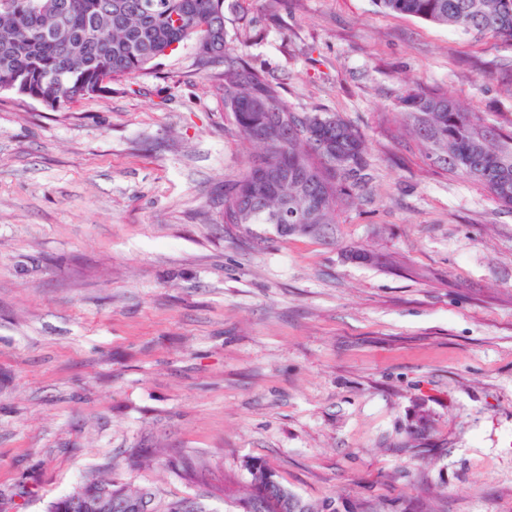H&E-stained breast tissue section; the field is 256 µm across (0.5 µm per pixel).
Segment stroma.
I'll list each match as a JSON object with an SVG mask.
<instances>
[{
	"label": "stroma",
	"instance_id": "1",
	"mask_svg": "<svg viewBox=\"0 0 512 512\" xmlns=\"http://www.w3.org/2000/svg\"><path fill=\"white\" fill-rule=\"evenodd\" d=\"M224 28L373 179L332 245L228 227L256 149L191 41L72 105L0 92V512L92 471L238 512L249 460L338 512H512V208L396 109L420 84L511 136L512 45L373 0H225Z\"/></svg>",
	"mask_w": 512,
	"mask_h": 512
}]
</instances>
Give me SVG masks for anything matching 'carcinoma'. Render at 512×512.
<instances>
[{"mask_svg":"<svg viewBox=\"0 0 512 512\" xmlns=\"http://www.w3.org/2000/svg\"><path fill=\"white\" fill-rule=\"evenodd\" d=\"M387 11L451 27L474 37L512 42V0H375ZM38 25L28 0H0V85L39 100L55 92L50 107L112 92V82L153 68L167 49L195 43L201 68L220 69L224 108L241 135L259 148L241 178L224 195V223L265 224L284 239L309 237L332 243L336 208L368 185L371 174L360 132L339 116L293 111L275 86L228 47L224 0H43ZM404 127L425 154L445 169L482 183L502 206L512 208V143L485 130L486 149L472 139L477 124L446 93L411 89L400 99ZM288 116L284 139L258 142L253 133ZM278 174L270 190L258 185L257 162ZM291 224L307 229L294 231ZM248 495L238 512H336L333 501L312 505L288 489L258 461L245 463ZM103 491L129 512H204L187 500L164 501L149 490L131 492L91 472L80 487L84 500Z\"/></svg>","mask_w":512,"mask_h":512,"instance_id":"obj_1","label":"carcinoma"}]
</instances>
